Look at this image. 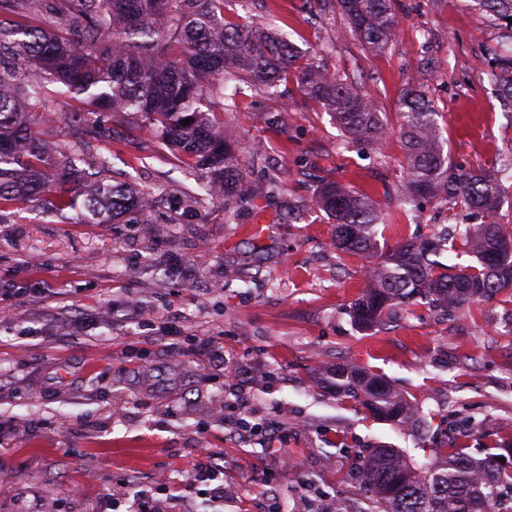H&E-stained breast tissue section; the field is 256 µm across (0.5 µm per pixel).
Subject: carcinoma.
Returning a JSON list of instances; mask_svg holds the SVG:
<instances>
[{
  "mask_svg": "<svg viewBox=\"0 0 512 512\" xmlns=\"http://www.w3.org/2000/svg\"><path fill=\"white\" fill-rule=\"evenodd\" d=\"M226 2L0 0V200L37 198L59 214L74 211L85 224H143L152 213V197L90 155L87 144L62 147L37 136L36 125L50 114L45 83L84 96L91 114L149 120L161 144L203 172L205 194L226 206L281 189L275 172L246 177L235 131L214 120L215 113L236 108L243 84L277 96L280 85L294 82L348 139L374 144L384 138L388 128L355 79L306 58L268 24L229 20ZM474 3L505 23L512 38V0ZM334 6L364 50L379 53L397 40L391 0H334ZM489 76L503 105L512 107V55L494 57ZM399 107L407 161L401 200L437 207L455 202L482 222L444 227L384 250L378 235L385 218L374 199L341 182L321 181L311 205L333 221L332 245L366 261L364 289L349 309L360 332L380 328L404 305L456 312L512 289V233L500 218V171L448 165L438 112L413 84ZM458 240L477 264L456 268L441 261ZM314 382L378 420L423 429L419 409L403 392L352 360L319 372ZM471 437L470 426L456 427L420 465L380 443L359 449L349 476L365 488L368 508L362 512H512V444L475 458Z\"/></svg>",
  "mask_w": 512,
  "mask_h": 512,
  "instance_id": "cac0c4a2",
  "label": "carcinoma"
}]
</instances>
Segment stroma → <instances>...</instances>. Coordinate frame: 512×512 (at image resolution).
Masks as SVG:
<instances>
[{"mask_svg":"<svg viewBox=\"0 0 512 512\" xmlns=\"http://www.w3.org/2000/svg\"><path fill=\"white\" fill-rule=\"evenodd\" d=\"M266 2L263 12L229 0L226 14L271 23L354 75L388 134L347 143L292 82L279 97L245 91L224 122L244 171L277 166L283 189L229 208L200 198V170L160 146L149 122L86 115L81 97L46 85L54 119L41 135L89 142L154 209L146 224L64 222L36 201L0 210V512H112L113 499L165 489L172 512H206L183 488L202 462L223 474L224 512L363 502L346 477L357 449L382 443L418 463L425 450L416 433L314 386L346 358L405 393L430 433L471 424L476 455L512 442V290L452 317L407 306L357 332L348 310L364 261L332 247L325 213L298 212L324 179L377 200L390 247L462 222L460 205L411 216L399 201L398 100L411 82L438 112L449 164L502 170L512 220V111L487 76L512 39L473 0H393L398 39L372 56L320 0ZM251 224L262 237L240 235Z\"/></svg>","mask_w":512,"mask_h":512,"instance_id":"35a3bbf8","label":"stroma"}]
</instances>
